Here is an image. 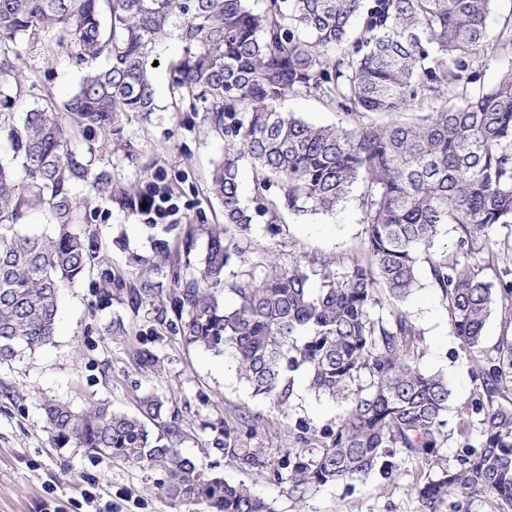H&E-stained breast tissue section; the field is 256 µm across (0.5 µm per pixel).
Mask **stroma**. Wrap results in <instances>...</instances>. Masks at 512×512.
I'll return each instance as SVG.
<instances>
[{
    "label": "stroma",
    "instance_id": "stroma-1",
    "mask_svg": "<svg viewBox=\"0 0 512 512\" xmlns=\"http://www.w3.org/2000/svg\"><path fill=\"white\" fill-rule=\"evenodd\" d=\"M18 52L21 94L8 104L0 100V112L19 118L47 102L62 103L82 78L83 70L70 53L49 41L19 44ZM181 53L179 42L170 36L154 55L157 111L121 114L113 134L71 140L72 150L93 170L106 171L114 188L142 195L160 189L179 211L151 226L145 224L141 209L95 196L85 185L76 187L77 198L87 203L88 219L74 229L93 234L98 259L89 275L61 290L53 343L22 361L0 364V512H211L205 502L187 506L166 498L162 471L97 458L80 448L56 447L41 409L43 401L52 398L78 409L105 400L114 410L131 411L139 397L152 392L167 397L178 413L184 456L227 481L245 482L274 512H420L412 488L421 466L410 460L400 462L392 478L373 473L350 493L344 486L328 484L297 504L287 485L271 482L263 472L241 470L212 450L223 425L246 421L256 426L247 447L264 449L268 459H275L280 449L294 447L296 421L319 429L336 422L345 405L310 394L299 372L297 397L287 412H280L252 395L229 357L213 355L176 335V316L166 298L142 305L135 300V290L144 283L167 289L173 273L193 277L209 231L224 223L223 207L211 192L212 172L224 156V138L204 112L176 103L170 67ZM282 109L321 126L350 125L343 113L316 95L288 98ZM364 236L360 200L354 193L332 215L284 213L274 229L253 225L252 245L233 266L260 276L269 260L287 267L302 259L316 271L340 276L360 256ZM105 287L112 291L111 300L100 298ZM405 310L424 336L422 368L442 373L452 391L448 442L440 450L452 462L463 444L481 440L475 414L468 438L457 433L462 406L476 390L472 364L428 273H421L420 286ZM116 323L124 326L125 335H113ZM143 345L160 357L159 373L137 366L134 352Z\"/></svg>",
    "mask_w": 512,
    "mask_h": 512
}]
</instances>
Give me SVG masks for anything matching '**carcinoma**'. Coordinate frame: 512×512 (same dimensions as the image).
<instances>
[{
	"mask_svg": "<svg viewBox=\"0 0 512 512\" xmlns=\"http://www.w3.org/2000/svg\"><path fill=\"white\" fill-rule=\"evenodd\" d=\"M0 0V81L14 79L17 45L50 36L87 64L59 108L47 103L7 124L18 169L0 165V363L20 361L52 342L61 288L91 267V243L72 230L77 183L112 196L111 180L69 150L61 112L86 133L106 135L121 113L156 109L149 60L173 35L183 56L171 86L224 134V160L212 176L224 228L210 233L198 275L174 277L169 298L189 344L230 356L252 394L286 412L294 373L312 394L346 403L342 418L317 431L295 423L299 448L269 463L224 425L215 449L245 469L288 485L295 502L329 483L352 491L378 469L390 478L396 455L429 469L416 486L422 512H462L479 494L494 512H512V338L491 351L483 330L495 307L512 324V279H485L477 257L487 231L512 225V21L486 53L487 20L497 0ZM107 65H93L100 56ZM507 67L490 87L481 71ZM316 94L355 123L320 126L281 110L290 96ZM255 173L241 194L240 165ZM364 258L321 287L297 260H271L258 279L231 269L251 225L273 231L277 211H336L358 182ZM47 210L53 231L22 230L31 211ZM454 226L455 253L437 247ZM448 308L453 333L479 382L471 409L482 440L456 465L442 464L448 441L447 379L420 366L422 333L402 309L420 287L419 262ZM235 296L229 303L222 293ZM386 293L395 309L375 316ZM145 371L160 368L149 348ZM48 432L60 447L84 448L166 475L165 494L212 512H273L244 482L209 475L177 448L179 419L149 394L137 412L100 402L78 411L48 399Z\"/></svg>",
	"mask_w": 512,
	"mask_h": 512,
	"instance_id": "obj_1",
	"label": "carcinoma"
}]
</instances>
